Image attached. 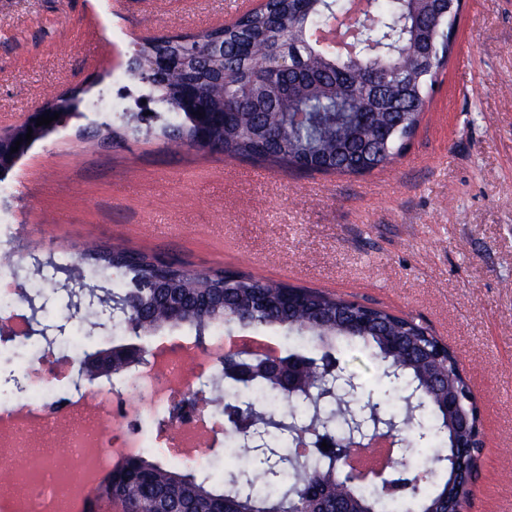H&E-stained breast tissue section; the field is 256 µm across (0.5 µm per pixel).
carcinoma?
Returning a JSON list of instances; mask_svg holds the SVG:
<instances>
[{"label": "carcinoma", "instance_id": "1", "mask_svg": "<svg viewBox=\"0 0 512 512\" xmlns=\"http://www.w3.org/2000/svg\"><path fill=\"white\" fill-rule=\"evenodd\" d=\"M352 21L348 0H267L231 24L195 35H159L134 51L129 74L156 105L159 133L180 147L283 171L364 175L389 166L408 149L439 77L450 61L458 15L441 0H366ZM402 100L392 111L379 100ZM202 116L195 115V112ZM133 107L104 130H141ZM87 263L126 274L106 300L89 299L76 335L98 325L112 304L113 341L187 324L196 337L235 322L281 331L288 352L318 362L290 396L257 369L239 385L224 381L225 438L248 447L250 465L199 479L151 454L112 468V498L129 512H153L163 497L173 512H293L308 488V512H324L336 493L346 512H440L445 499L469 495L477 472L476 433L458 434L441 401L455 395L479 419L475 395L458 362L411 317L392 315L321 290L266 283L238 270L207 276L161 265L158 257L123 249L78 253ZM168 278L180 305L171 319L154 284ZM367 356L378 395L365 392L340 366L338 351ZM395 421L401 449L396 469L380 481L348 483L331 448L357 428ZM327 447H322V443Z\"/></svg>", "mask_w": 512, "mask_h": 512}]
</instances>
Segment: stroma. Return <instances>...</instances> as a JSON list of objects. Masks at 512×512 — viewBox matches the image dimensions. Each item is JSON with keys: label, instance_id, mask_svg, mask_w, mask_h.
I'll list each match as a JSON object with an SVG mask.
<instances>
[{"label": "stroma", "instance_id": "1", "mask_svg": "<svg viewBox=\"0 0 512 512\" xmlns=\"http://www.w3.org/2000/svg\"><path fill=\"white\" fill-rule=\"evenodd\" d=\"M259 0H0V131L54 96L83 102L0 184L35 335L65 341L64 284L115 270L65 263L46 287L26 263L74 247L174 258L320 288L412 316L448 344L477 398L484 446L467 512H512V0H464L453 56L408 150L364 176L284 173L126 135L109 104L137 88L140 39L196 34Z\"/></svg>", "mask_w": 512, "mask_h": 512}]
</instances>
